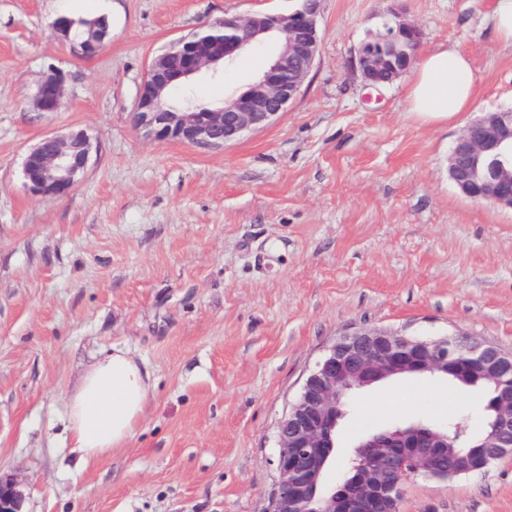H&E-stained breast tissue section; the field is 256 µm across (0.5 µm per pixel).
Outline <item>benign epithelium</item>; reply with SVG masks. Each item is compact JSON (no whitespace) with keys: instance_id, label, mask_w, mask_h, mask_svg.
Returning a JSON list of instances; mask_svg holds the SVG:
<instances>
[{"instance_id":"obj_1","label":"benign epithelium","mask_w":512,"mask_h":512,"mask_svg":"<svg viewBox=\"0 0 512 512\" xmlns=\"http://www.w3.org/2000/svg\"><path fill=\"white\" fill-rule=\"evenodd\" d=\"M321 0H302L291 13L256 12L246 17L225 16L202 32L180 37L156 53L140 85L136 124L158 140L219 148L243 134L263 128L287 111L299 95L317 59L321 41ZM71 53L90 58L99 53L103 34L72 35L73 23L60 18L53 24ZM274 35L282 42L242 93H232L214 107L185 99L182 108L168 104L177 88L199 79H215L233 67L239 55ZM421 30L409 23L386 26L380 41L388 49L361 53L359 69L371 86H385L406 72L415 53L397 48L419 42ZM65 77L53 71L41 83L35 111L56 112L64 100ZM95 151L84 129L47 134L23 159L22 179L35 197L67 195L88 168ZM449 173L456 187L476 201L512 210V111L489 112L471 122L455 140ZM459 350L461 360L451 355ZM466 373L487 378L496 386L495 422L484 438L485 454L470 470L484 471L512 455V352L496 345L461 337L422 339L386 329H359L338 338L315 363L303 386L280 420L276 441L277 491L270 512H399L404 484L436 470L448 447V437L422 429H384L356 447V480L320 498L317 488L332 448L336 425L343 417L339 391L367 387L395 376ZM18 482L0 477V512H22Z\"/></svg>"}]
</instances>
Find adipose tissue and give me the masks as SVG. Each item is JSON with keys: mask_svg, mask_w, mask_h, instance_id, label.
<instances>
[{"mask_svg": "<svg viewBox=\"0 0 512 512\" xmlns=\"http://www.w3.org/2000/svg\"><path fill=\"white\" fill-rule=\"evenodd\" d=\"M476 93L468 57L442 44L417 65L407 91L411 112L445 122L469 111ZM152 388L148 367L121 348L97 355L68 398L67 430L82 461L123 447L143 416Z\"/></svg>", "mask_w": 512, "mask_h": 512, "instance_id": "obj_1", "label": "adipose tissue"}]
</instances>
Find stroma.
<instances>
[{
    "instance_id": "stroma-1",
    "label": "stroma",
    "mask_w": 512,
    "mask_h": 512,
    "mask_svg": "<svg viewBox=\"0 0 512 512\" xmlns=\"http://www.w3.org/2000/svg\"><path fill=\"white\" fill-rule=\"evenodd\" d=\"M300 0H0V474L23 512H269L276 429L309 370L344 334H464L512 351V211L464 196L448 172L473 120L512 109V47L495 0H402L420 53L471 60L470 111L433 124L408 110L410 74L373 89L358 67L390 0H323L322 39L299 96L271 125L221 148L147 136L134 105L151 57L206 23ZM107 17L92 58L53 20ZM269 41L200 104L247 86ZM66 77L55 112L32 101ZM86 129L93 159L63 197L22 184L41 136ZM144 362L153 390L130 442L81 462L67 398L112 347ZM480 391L427 377L353 394L325 475L338 485L358 442L398 423L478 411ZM400 512H512V457L450 481L407 482Z\"/></svg>"
}]
</instances>
